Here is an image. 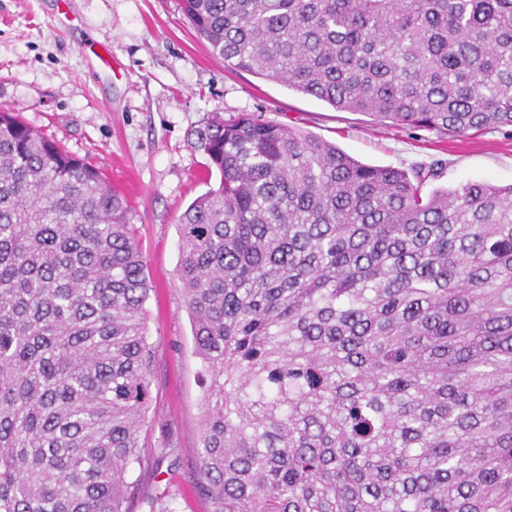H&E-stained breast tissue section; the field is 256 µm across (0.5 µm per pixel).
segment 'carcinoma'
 Masks as SVG:
<instances>
[{
  "mask_svg": "<svg viewBox=\"0 0 512 512\" xmlns=\"http://www.w3.org/2000/svg\"><path fill=\"white\" fill-rule=\"evenodd\" d=\"M224 67L440 137L512 127V0H182ZM181 215L212 512H512V185L424 193L251 113ZM126 201L0 110V512H126L155 350Z\"/></svg>",
  "mask_w": 512,
  "mask_h": 512,
  "instance_id": "1",
  "label": "carcinoma"
}]
</instances>
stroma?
Instances as JSON below:
<instances>
[{"mask_svg": "<svg viewBox=\"0 0 512 512\" xmlns=\"http://www.w3.org/2000/svg\"><path fill=\"white\" fill-rule=\"evenodd\" d=\"M0 0V108L102 170L127 201L152 287L147 329L156 355L130 479L173 512H211L196 497L204 386L178 275L179 218L219 184L194 132L241 112L335 143L361 162L408 170L440 163L427 189L512 184V128L440 138L377 123L250 73L228 70L182 12L181 0ZM111 54L112 67L91 66Z\"/></svg>", "mask_w": 512, "mask_h": 512, "instance_id": "obj_1", "label": "stroma"}]
</instances>
